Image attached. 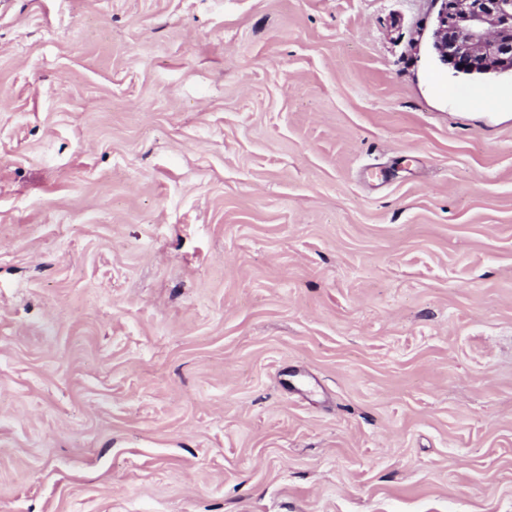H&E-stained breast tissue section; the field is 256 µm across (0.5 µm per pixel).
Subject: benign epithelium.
<instances>
[{"instance_id":"obj_1","label":"benign epithelium","mask_w":512,"mask_h":512,"mask_svg":"<svg viewBox=\"0 0 512 512\" xmlns=\"http://www.w3.org/2000/svg\"><path fill=\"white\" fill-rule=\"evenodd\" d=\"M439 60L457 73L512 69V0H432Z\"/></svg>"}]
</instances>
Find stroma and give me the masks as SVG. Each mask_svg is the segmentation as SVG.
Returning a JSON list of instances; mask_svg holds the SVG:
<instances>
[{
	"mask_svg": "<svg viewBox=\"0 0 512 512\" xmlns=\"http://www.w3.org/2000/svg\"><path fill=\"white\" fill-rule=\"evenodd\" d=\"M432 0H0V512H512V72Z\"/></svg>",
	"mask_w": 512,
	"mask_h": 512,
	"instance_id": "1",
	"label": "stroma"
}]
</instances>
